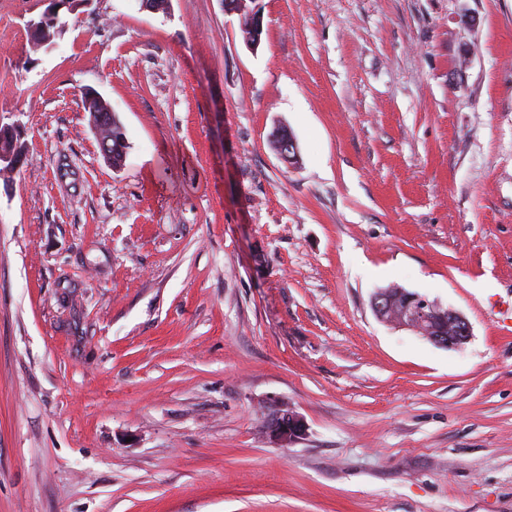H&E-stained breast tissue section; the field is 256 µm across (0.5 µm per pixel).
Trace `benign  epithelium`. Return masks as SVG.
<instances>
[{"instance_id": "1", "label": "benign epithelium", "mask_w": 512, "mask_h": 512, "mask_svg": "<svg viewBox=\"0 0 512 512\" xmlns=\"http://www.w3.org/2000/svg\"><path fill=\"white\" fill-rule=\"evenodd\" d=\"M42 2L46 4L44 11L27 23L32 41L40 47L52 41V38L47 36V24L54 21L62 10L74 12L80 6L90 4L92 0H42ZM84 99L93 105L92 130L102 154L110 162L116 153L125 152L126 139L112 132L114 112L109 103L90 88L84 91ZM278 138L280 156L288 162L294 160L296 145L292 134L283 129L279 132ZM21 158L22 146L14 139L8 128L0 126V164L14 168ZM371 306L380 321L410 330L438 347L459 349L473 336L472 326L462 313L403 288L390 287L377 291L372 297ZM269 430L275 441L290 445L306 433L307 426L301 416L281 410L272 418Z\"/></svg>"}]
</instances>
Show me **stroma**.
Masks as SVG:
<instances>
[{
	"mask_svg": "<svg viewBox=\"0 0 512 512\" xmlns=\"http://www.w3.org/2000/svg\"><path fill=\"white\" fill-rule=\"evenodd\" d=\"M245 4L0 0V512H512V0ZM46 4L44 11L36 18L27 23L31 39L38 46L51 45L53 38L45 37L47 34V23H52L59 13L67 9L76 11L81 5H89L92 0H42ZM84 99L87 104H93L91 112L92 130L99 143L102 154L108 162L112 164V157L120 152H125L126 139L119 133H112L114 112L109 103H107L95 90L86 89ZM116 128H113L115 132ZM120 153L115 156L118 161L121 158ZM22 158V146L14 139L9 128L0 126V166L14 168ZM371 306L380 321L410 330L438 347L459 349L473 336L472 326L462 313L404 288L377 291ZM271 436L282 445H290L301 438L307 431L304 419L295 413L283 411L275 414L269 424Z\"/></svg>",
	"mask_w": 512,
	"mask_h": 512,
	"instance_id": "stroma-1",
	"label": "stroma"
}]
</instances>
